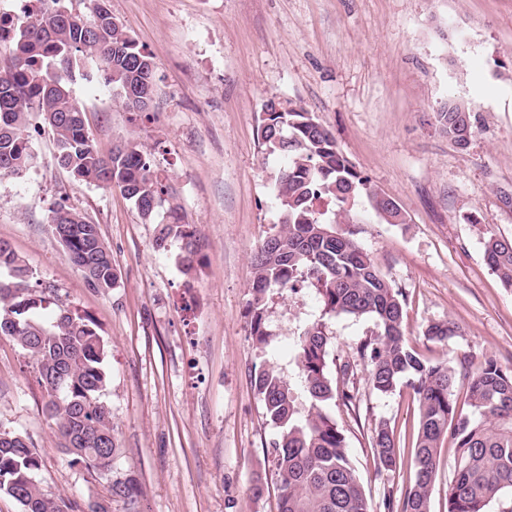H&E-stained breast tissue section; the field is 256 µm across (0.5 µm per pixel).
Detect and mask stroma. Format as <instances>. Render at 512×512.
I'll use <instances>...</instances> for the list:
<instances>
[{"label":"stroma","instance_id":"stroma-1","mask_svg":"<svg viewBox=\"0 0 512 512\" xmlns=\"http://www.w3.org/2000/svg\"><path fill=\"white\" fill-rule=\"evenodd\" d=\"M113 17L156 63L151 117L124 109L103 66L75 98L101 150L137 141L172 190L169 208L143 219L118 188L78 183L58 167L48 132L32 137L34 160L20 178L0 179V240L34 281L89 318L109 346L102 399L122 449L114 463L139 488L133 509L112 512H278L271 443L252 385L265 361L287 365L304 326L319 319L314 289L273 294L276 333L259 348L247 301L251 257L280 222L275 182L285 165L265 154L257 127L265 101L304 106L405 221L386 223L360 196L328 205L347 216L360 245L405 298L402 331L432 360L490 354L512 367V288L487 266L483 239H512V0H109ZM468 104L475 134L451 143L435 114L448 97ZM61 202L97 224L117 284L90 288L48 222ZM176 212L192 225L203 265L187 300L177 247L156 250L161 222ZM457 333L426 341L430 323ZM368 319L327 320L340 361L374 332ZM355 409L337 407L349 455L375 512L383 490L413 472L417 404L409 389L374 392L357 376ZM31 359L0 336V429L21 434L41 460L49 494L90 512L108 497L96 471L70 466ZM404 450L382 478L369 445L379 421ZM268 482L262 498L250 487Z\"/></svg>","mask_w":512,"mask_h":512}]
</instances>
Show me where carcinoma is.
I'll use <instances>...</instances> for the list:
<instances>
[{"mask_svg": "<svg viewBox=\"0 0 512 512\" xmlns=\"http://www.w3.org/2000/svg\"><path fill=\"white\" fill-rule=\"evenodd\" d=\"M107 0H93L90 14L73 13L65 0L25 2L17 15L0 13L8 28L9 55L0 64V177H19L33 160L31 131H50L57 165L79 183L117 187L147 220L165 202L168 187L137 143L101 151L86 126V113L71 85L83 75L84 59L101 61L126 109L153 110V100L130 93L146 86L156 92V66L114 19ZM458 100L436 112V122L453 143L465 148L474 136L472 121L455 111ZM267 154L288 158L276 181L280 225L254 255L248 300L250 335L266 348L275 334L267 323L273 290L315 289L321 314L369 318L377 331L356 347L358 363L339 366L325 323L318 320L298 336L293 375L273 364L254 370L262 415L279 429L272 442L279 512H372L352 464L346 439L332 413L354 404L357 364L379 394L400 386L411 390L418 407L413 476L400 492L387 491L386 512H431V497L442 439L456 442L454 476L448 483L447 512H488L494 501L512 500V368L493 356L477 365L468 358L454 365L433 362L410 346L401 332L403 294L354 238L323 219V202L344 204L361 193L377 213L404 223L399 205L372 190L315 115L290 103L265 112L257 129ZM49 223L89 287L114 288L117 273L98 226L64 204L50 211ZM178 244L177 261L192 287L203 262L197 236L172 219L160 225L154 246ZM483 256L502 283L512 287V239L488 235ZM30 272L11 246L0 241V336L13 338L39 371L46 407L56 419L62 450L72 466L93 468L111 477L110 500L91 512H112V503L134 502L133 479L116 475L119 443L112 412L101 401L107 384L108 345L93 322L52 304L46 288H29ZM451 320L429 324L424 336L444 342L455 335ZM467 379L469 410L452 396L458 377ZM370 447L380 476L396 472L400 441L384 421L371 431ZM41 467L34 449L17 434L0 430V493L15 499L22 512H70L71 504L47 494L37 479Z\"/></svg>", "mask_w": 512, "mask_h": 512, "instance_id": "obj_1", "label": "carcinoma"}]
</instances>
